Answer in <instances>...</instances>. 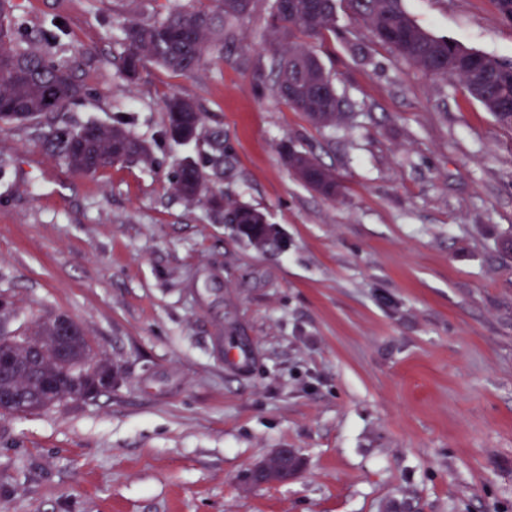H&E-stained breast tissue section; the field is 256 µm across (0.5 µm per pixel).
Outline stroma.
I'll list each match as a JSON object with an SVG mask.
<instances>
[{
    "instance_id": "obj_1",
    "label": "stroma",
    "mask_w": 512,
    "mask_h": 512,
    "mask_svg": "<svg viewBox=\"0 0 512 512\" xmlns=\"http://www.w3.org/2000/svg\"><path fill=\"white\" fill-rule=\"evenodd\" d=\"M45 50L75 62L80 127L125 116L151 164L74 172L46 126L0 130V295L14 327L63 314L113 363L117 387L0 415V512H512V129L460 80L377 42L338 0L299 41L343 112L319 127L279 100L253 0L192 75L117 74L119 29L169 0H13ZM437 37L512 63L495 0H402ZM173 93L208 117L163 135ZM224 130L231 201L278 242L252 246L171 187ZM340 184L313 190L284 147ZM304 466L244 489L272 449ZM284 158L288 167L291 169V160L295 161L303 166H308L311 170L312 177L316 179L318 185L316 186L310 181H304L308 186L314 188L322 195L333 198L339 189V184L336 181V176L333 175L328 169L322 166L313 156L306 152L297 151L293 155H289L288 159V147L284 148Z\"/></svg>"
}]
</instances>
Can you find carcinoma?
<instances>
[{
  "label": "carcinoma",
  "mask_w": 512,
  "mask_h": 512,
  "mask_svg": "<svg viewBox=\"0 0 512 512\" xmlns=\"http://www.w3.org/2000/svg\"><path fill=\"white\" fill-rule=\"evenodd\" d=\"M218 10L187 8L174 0L160 20L125 22L121 29L124 47L120 74L134 83L148 63L174 73L190 75L208 53H224V40L235 23L246 16L252 0H214ZM265 38L270 47V71L275 92L317 126L336 123L341 100L317 56L296 44L297 34L317 37L335 28L336 0H269ZM376 40L393 48L404 60L423 71L462 81L470 97L479 102L504 127L512 128V64L466 49L456 42L434 37L420 28L401 7L400 0H350ZM39 35L24 33L14 22L11 0H0V120L28 123L60 112L82 93L75 69L67 59L54 60L39 46ZM58 90L56 103L46 102L49 88ZM166 134L178 142L197 138L204 121L198 104L172 94L163 102ZM48 150L60 156L74 171L92 175L117 163L147 161L150 148L132 135L125 118L110 125L86 124L77 129L57 127L44 138ZM205 163L185 160L171 178L173 189L188 201H203L210 213L226 224H260V211L237 204L224 191L211 185L210 176L224 172V133L213 131ZM296 161L311 170L316 182H307L322 195L333 198L339 184L336 176L313 156L298 151L286 163ZM29 342L0 345L11 365L0 370V388L23 400L24 412L46 409L40 383L45 376L63 372L55 351L54 329L44 319L26 331ZM40 346L41 358L30 357L29 344ZM67 364L85 372V381L64 386L58 403L83 395L84 388L113 365L97 358L85 334L70 337L65 344Z\"/></svg>",
  "instance_id": "cac0c4a2"
}]
</instances>
